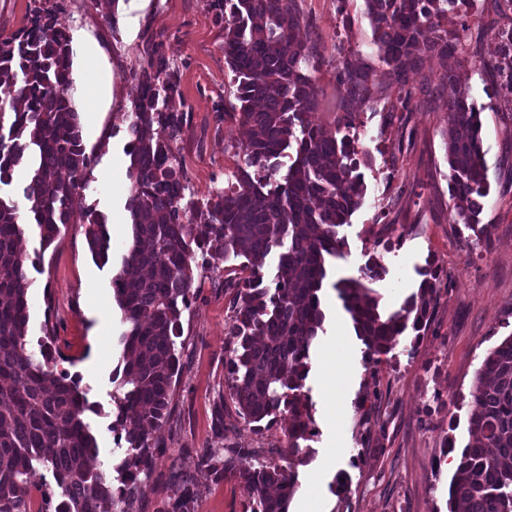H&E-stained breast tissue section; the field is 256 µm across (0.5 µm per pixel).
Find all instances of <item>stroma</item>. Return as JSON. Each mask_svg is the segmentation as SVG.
<instances>
[{
	"label": "stroma",
	"mask_w": 512,
	"mask_h": 512,
	"mask_svg": "<svg viewBox=\"0 0 512 512\" xmlns=\"http://www.w3.org/2000/svg\"><path fill=\"white\" fill-rule=\"evenodd\" d=\"M54 8L72 47L69 94L77 112H93L83 125L86 148L95 157L90 186L77 210L93 208L118 224L108 265L95 262L85 227L70 224L48 249L26 231L23 249L42 254L31 270L29 342L53 326L62 356L58 369L79 377L93 404L85 418L100 448L98 463L107 477L120 460L112 424L117 410L110 397L122 348L120 312L112 298V271L132 245L126 202L130 180L126 151L131 137L126 116L138 93L137 78L149 61L151 44L179 70V85L168 107L185 113L187 125L176 148L186 172L188 193L208 197L223 187L242 161L243 129L225 118L235 104L233 74L224 61V27L210 0H118L114 19L94 0H43ZM482 24H470L466 41L485 60L495 58L498 29L512 25L504 0H477ZM301 35L314 51L309 74L318 89L312 124L335 129L343 116L345 91L336 65L352 57L371 75V99L354 104L350 135L362 152L366 192L349 224L339 230L342 257L332 259L321 290L324 331L311 354L304 390L312 402L314 435L302 447L312 461L299 469L298 485L310 489L321 512H448V483L461 447L475 373L487 352L512 333V91L490 71L464 65L459 86L481 111L482 146L490 193L483 221L489 244L478 243L458 223L448 192L445 142L449 89L440 78L455 58H424L409 76L413 109L393 111L398 96L378 58L365 0H295ZM95 55L85 58V45ZM111 72L112 92H88L85 68ZM383 265L382 278L369 281L389 312L415 293L427 262L442 270L448 286L429 331L414 354L396 348L376 365L364 362V345L334 288L343 278L360 277L371 261ZM237 272H195L190 305L182 313L183 372L174 388L172 414L154 435L165 453L144 481L136 512H164L176 484L195 483L196 512H246L240 484L214 482L196 469L195 453L214 444L213 403L227 394L226 328ZM461 424L449 433L448 421ZM457 438L456 450L445 446ZM224 439L259 451L275 463L287 444L280 425L253 431L234 405L224 409ZM346 472L347 494L335 490Z\"/></svg>",
	"instance_id": "obj_1"
}]
</instances>
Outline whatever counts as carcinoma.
Returning <instances> with one entry per match:
<instances>
[{
	"mask_svg": "<svg viewBox=\"0 0 512 512\" xmlns=\"http://www.w3.org/2000/svg\"><path fill=\"white\" fill-rule=\"evenodd\" d=\"M224 25V62L234 74L238 106L225 116L247 129L243 165L235 181L205 200L185 199L186 174L174 145L186 125L167 99L178 72L155 49L139 74L140 93L129 115L127 155L130 194L126 209L133 245L112 277L123 331L124 363L112 377L118 410L114 429L125 433L123 457L114 467L118 486L89 465L99 455L84 413L94 410L77 378L55 372V336L44 322L39 354L28 349L29 259L18 248L25 233L19 205L0 195V512H30L37 467L51 472L55 512H134L141 477L154 469L162 449L153 432L168 420L174 382L183 370L177 339L182 310L190 305L193 267L215 271L239 261L248 272L237 288L226 336L229 397L244 423L260 431L277 422L288 440L280 462H256L257 450L234 443L203 448L199 471L215 481L234 480L250 497V512H289L298 467L310 454L300 441L313 435L312 403L303 391L314 341L324 331L319 292L326 258L345 245L338 228L350 223L366 186L349 104L371 95L369 71L339 61L345 90L343 128L314 126L308 113L318 90L302 71L313 51L299 37L294 0H211ZM380 60L399 88L394 112H409L408 74L421 53L442 58L461 53L459 31L438 33L440 19L475 0H366ZM512 80V27L497 33ZM72 48L53 12L34 6L30 25L0 38V84L10 103L0 105V187L21 171L23 196L42 248L72 223L74 205L88 186L87 153L78 112L68 93ZM449 193L457 215L477 240H489L481 223L488 195L481 112L459 92L448 100ZM290 161L281 179L275 175ZM89 249L107 264L112 257L105 217L81 215ZM417 293L387 314L359 279L334 284L350 314L365 357L379 363L412 330L423 336L434 320L444 285L427 263ZM468 442L448 486V512H512V333L482 360L470 393ZM213 432L224 438V396L213 409ZM196 493L176 487L168 512H195Z\"/></svg>",
	"mask_w": 512,
	"mask_h": 512,
	"instance_id": "cac0c4a2",
	"label": "carcinoma"
}]
</instances>
